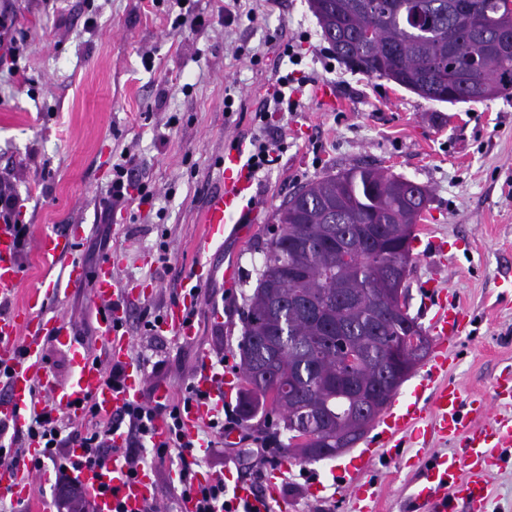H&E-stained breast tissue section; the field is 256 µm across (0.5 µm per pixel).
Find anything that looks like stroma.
Here are the masks:
<instances>
[{"label": "stroma", "instance_id": "obj_1", "mask_svg": "<svg viewBox=\"0 0 512 512\" xmlns=\"http://www.w3.org/2000/svg\"><path fill=\"white\" fill-rule=\"evenodd\" d=\"M220 0H0L14 17L12 35L24 50L17 70L0 64V186L18 201L27 234L18 247L26 284L48 277L37 243L42 234L83 224L76 257L87 273L104 258L120 282L151 285V297L130 308L132 354L164 361L159 374L168 400L181 396L202 357L223 355L237 370L238 346L272 214L301 186L353 166H381L426 186L428 211L413 242L409 307L422 326L432 312L426 286L454 292L468 316L449 347L448 381L466 393H487L512 375V95L481 103H440L384 79L353 73L324 40L307 0H240L232 24ZM203 15L198 28L178 26L181 10ZM290 85L298 111L269 113L276 131L273 162L254 177L253 197L238 221L243 237L213 245V270L198 289L197 334L184 341L147 334L143 310L162 314L189 275L203 236L201 212L220 186L218 159L254 131V114L278 86ZM334 84L340 104L323 110L313 90ZM134 176L154 192L152 203L105 213L112 167L124 153ZM109 234L104 250L88 247ZM166 252H159V244ZM237 268L227 287V263ZM92 286L68 293L48 311L75 327L78 343L96 353L102 341ZM270 405L242 422L237 453L206 458L203 472L282 469L287 512H353L337 469L361 449L377 459L364 479L380 492L378 512H412L409 495L428 467L411 438L378 446L369 430L349 454L307 462L250 452L259 421H275ZM323 487L312 496V483ZM485 512H512V447L503 449Z\"/></svg>", "mask_w": 512, "mask_h": 512}]
</instances>
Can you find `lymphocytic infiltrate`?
Masks as SVG:
<instances>
[{"label":"lymphocytic infiltrate","mask_w":512,"mask_h":512,"mask_svg":"<svg viewBox=\"0 0 512 512\" xmlns=\"http://www.w3.org/2000/svg\"><path fill=\"white\" fill-rule=\"evenodd\" d=\"M184 403L159 402L147 396L140 402L125 405L109 418H100L94 404H86L79 418L58 412L56 415L29 416L23 429H11L0 422V462L24 465L28 473H41L45 463H52L56 471L54 487L64 491L78 480L82 465H101L111 459H120L130 475L153 470L168 464L178 470V481L162 488L158 498L152 499L146 512H160L162 500L179 504L181 498L195 496L196 512H239L232 502L223 476L201 481L195 469L200 456L217 455L224 451V433L218 419L208 422L211 435L200 439L185 433L182 424ZM163 418L168 438L157 444L152 440V424ZM124 430L123 445L112 443V433ZM36 439L42 454L28 458L27 443Z\"/></svg>","instance_id":"f902f5d3"}]
</instances>
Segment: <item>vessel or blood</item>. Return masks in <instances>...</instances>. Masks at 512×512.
Here are the masks:
<instances>
[{
    "label": "vessel or blood",
    "mask_w": 512,
    "mask_h": 512,
    "mask_svg": "<svg viewBox=\"0 0 512 512\" xmlns=\"http://www.w3.org/2000/svg\"><path fill=\"white\" fill-rule=\"evenodd\" d=\"M218 169L221 186L205 203L202 222L203 244L197 252V265L186 283L187 289L166 308L156 330L183 339L197 334L190 312L195 290L210 269L209 249L223 241L233 224L242 202L250 195L253 174L245 141L225 149ZM85 233L76 226L71 233L48 235L39 241V253L56 273L43 288H23L22 271L17 263L15 227L0 224V300L13 302L10 312L0 314V367L8 369V394L0 398V420L24 426L30 412L50 414L74 413L85 400H92L101 417L107 418L118 408L139 401L143 369L130 355V338L126 330L127 305L141 292L123 285L112 271L111 260H103L95 272L93 306L98 333L107 351L104 359L94 360L86 350L77 347L72 330L59 317L48 315L50 300L60 299L70 290L82 287L86 271L75 258L77 244ZM467 324V315L456 301L440 303L431 330L438 344L430 359V372L436 383L430 390H416L413 401L391 406L379 417L381 444H389L396 436L410 435L414 440L429 442L431 438L456 442L452 455H433L425 481L412 494L415 512H452L456 502H463L469 512H480L488 497L492 467L499 461V449L512 446V420L492 416L494 401L512 396V381L495 382L489 396L468 395L456 384L447 382L450 358L448 347L459 339ZM68 348L72 352L75 376L70 384L58 385L43 364L46 344ZM118 363L124 367L119 386L108 383L105 368ZM240 377L234 372H214L209 359H202L195 387L204 397L192 401L182 415L187 434L207 420L224 403ZM374 449L366 448L345 467L350 477L355 512H375L378 493L370 484L359 481V473L374 462ZM84 487L94 497L98 512H112L123 504L126 512H143L155 496L156 485L150 472L129 477L125 467L112 463L103 468L80 471ZM276 473H266L263 494H255L249 482L225 471L224 482L235 501L248 504L252 512H277L280 502ZM30 480L22 466L0 467V489L25 498Z\"/></svg>",
    "instance_id": "vessel-or-blood-1"
}]
</instances>
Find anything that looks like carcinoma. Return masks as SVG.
<instances>
[{
    "mask_svg": "<svg viewBox=\"0 0 512 512\" xmlns=\"http://www.w3.org/2000/svg\"><path fill=\"white\" fill-rule=\"evenodd\" d=\"M367 2L309 0L323 37L345 66L368 76L393 72L397 85L430 101L447 102L441 93L450 86L471 102L486 100L474 85L458 79L467 61L463 53L448 58V39L463 46L476 30L495 39L512 0H480L481 11L474 15L449 11V0H378L373 12ZM363 23L377 29L378 39L355 38ZM493 76L500 94L512 92V42L507 52L490 59L487 77ZM426 210L407 197L399 180L377 168L357 167L302 187L274 212L273 223L284 235L260 247L262 267L246 298L238 351L250 392L276 413L270 435L283 452L315 448L317 455L309 460L332 459L336 432L351 427L355 393L336 386L337 321L346 323L363 356L357 390L380 384L383 347L397 329L382 309L374 253L400 247L396 226L420 223ZM328 224L358 225L351 242L366 260L337 269L324 243Z\"/></svg>",
    "mask_w": 512,
    "mask_h": 512,
    "instance_id": "1",
    "label": "carcinoma"
}]
</instances>
